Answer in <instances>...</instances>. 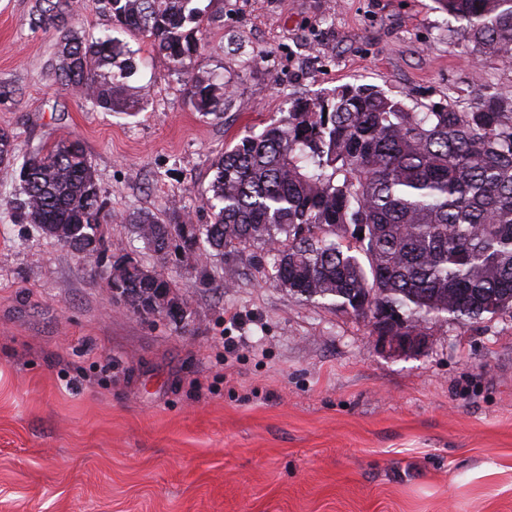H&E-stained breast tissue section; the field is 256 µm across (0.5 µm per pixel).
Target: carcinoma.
Masks as SVG:
<instances>
[{
  "mask_svg": "<svg viewBox=\"0 0 512 512\" xmlns=\"http://www.w3.org/2000/svg\"><path fill=\"white\" fill-rule=\"evenodd\" d=\"M439 2L479 53L512 59V0ZM100 5L168 60L194 108L223 111L217 78L193 67V0ZM77 11V0H35L33 24L59 34L54 80L102 112L140 110L144 94L129 79L142 58L110 36H79ZM15 160L14 136L1 130L0 164ZM211 169L214 221L205 242L219 254L263 243L277 279L295 295L370 319L385 310L398 331L512 313V92L471 112L451 104L417 112L373 87L345 85L330 99L294 100L279 122L240 138ZM20 179L21 220L48 235L60 228L75 242L96 235L98 251L107 202L79 141L29 151ZM130 223L156 253L171 236L153 215ZM170 285L158 275L145 287L135 270L114 296L179 324L190 312Z\"/></svg>",
  "mask_w": 512,
  "mask_h": 512,
  "instance_id": "1",
  "label": "carcinoma"
}]
</instances>
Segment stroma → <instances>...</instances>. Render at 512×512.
<instances>
[{"mask_svg":"<svg viewBox=\"0 0 512 512\" xmlns=\"http://www.w3.org/2000/svg\"><path fill=\"white\" fill-rule=\"evenodd\" d=\"M34 0H0V130L18 153L80 141L108 203L98 262L19 222L0 165V512H512V316L429 321L426 345L377 346L368 319L278 281L259 243L157 254L128 219L177 207L208 224L212 162L298 97L371 85L408 107L512 90L437 0H195L197 111L149 41L134 116L55 84L58 35ZM175 282L187 324L107 285L119 254Z\"/></svg>","mask_w":512,"mask_h":512,"instance_id":"1","label":"stroma"}]
</instances>
